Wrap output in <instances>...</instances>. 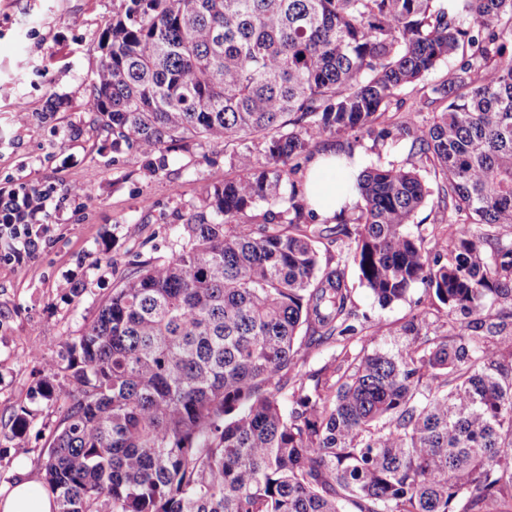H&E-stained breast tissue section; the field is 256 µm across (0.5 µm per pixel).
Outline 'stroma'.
Instances as JSON below:
<instances>
[{"label": "stroma", "instance_id": "1", "mask_svg": "<svg viewBox=\"0 0 512 512\" xmlns=\"http://www.w3.org/2000/svg\"><path fill=\"white\" fill-rule=\"evenodd\" d=\"M113 0H0V189L44 184L87 183L90 199L70 200L52 210L51 231L32 255L0 261V491L16 478H33L60 413L37 400L40 379L28 351L35 345L54 351L78 336L97 314L134 257L170 255L180 232L179 216L198 205V182L232 176L230 147L208 143L169 156L167 170L144 178L112 159V148L89 120L87 100L98 61V38L112 17ZM53 117H46L50 102ZM31 117L16 118L18 104ZM362 168L394 163L419 165L409 139L377 141L358 133L348 137ZM85 293L72 297L74 284ZM359 332L352 351L393 350L395 331L412 317L433 326L445 314L430 306L422 288L406 300L380 306L351 277ZM385 336L371 341L372 326ZM31 410L26 439L13 436L10 418L19 406Z\"/></svg>", "mask_w": 512, "mask_h": 512}]
</instances>
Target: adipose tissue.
<instances>
[{"label":"adipose tissue","instance_id":"obj_1","mask_svg":"<svg viewBox=\"0 0 512 512\" xmlns=\"http://www.w3.org/2000/svg\"><path fill=\"white\" fill-rule=\"evenodd\" d=\"M358 171L359 162L355 159H339L332 153L315 159L307 174L305 190L311 207L319 216L331 217L355 201L352 185ZM54 508L52 497L26 479L18 480L9 493L0 498V512H53Z\"/></svg>","mask_w":512,"mask_h":512}]
</instances>
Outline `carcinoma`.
I'll list each match as a JSON object with an SVG mask.
<instances>
[{
  "mask_svg": "<svg viewBox=\"0 0 512 512\" xmlns=\"http://www.w3.org/2000/svg\"><path fill=\"white\" fill-rule=\"evenodd\" d=\"M98 49L88 111L112 161L155 178L222 141L237 174L198 185L178 250L133 261L63 355L32 357L64 379L38 386L60 408L40 478L54 512L512 504V307L483 317L512 304V241L493 234L512 227V0H114ZM404 88L442 108L396 120ZM352 132L407 138L432 168L433 247L412 229L431 195L414 166L363 171L358 216L313 223L300 160ZM53 193L0 194V239L46 236ZM352 268L381 305L419 284L452 321L304 372L307 350L358 333Z\"/></svg>",
  "mask_w": 512,
  "mask_h": 512,
  "instance_id": "1",
  "label": "carcinoma"
}]
</instances>
